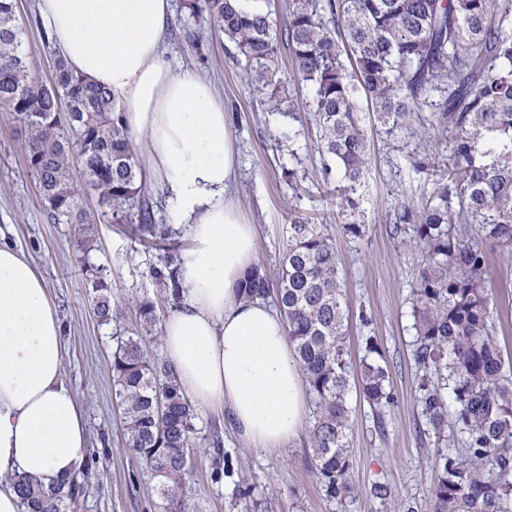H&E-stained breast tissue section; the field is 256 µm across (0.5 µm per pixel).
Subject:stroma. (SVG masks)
<instances>
[{
    "label": "stroma",
    "instance_id": "35a3bbf8",
    "mask_svg": "<svg viewBox=\"0 0 512 512\" xmlns=\"http://www.w3.org/2000/svg\"><path fill=\"white\" fill-rule=\"evenodd\" d=\"M16 18L25 28L35 74L53 76L56 50L37 10V0H16ZM172 0L173 17L167 58L174 67L195 71L215 85L224 102L231 136L238 149L236 200L256 227L255 264L277 278L286 247L284 227L301 214L324 225L338 248L342 287L354 311L372 320L363 328L352 320L347 344L359 358L365 332L376 336L391 369L393 403L384 408V428L375 430L371 410L350 393L354 422L351 438L355 501H331L309 464V432L286 449L269 453L250 447L228 421L199 410L196 451L192 456L194 498L205 512H432L433 447L419 414V377L413 360L415 340L412 290L421 255L392 233L391 217L400 205L420 209L429 185L412 164L427 148L419 139H370L372 161L365 176V224L362 238L346 236L336 181L323 177L317 150L319 129L308 107L307 91L295 95L297 122L269 108V87L251 82L250 66L238 49L196 28ZM72 224L52 223L25 158V132L0 112V240L21 248L43 274L58 312L64 341V376L82 404L87 442L94 463L79 512H150L149 479L127 447L112 383V351L121 329L131 328L134 312L122 325L101 324L88 301L73 250ZM98 256L112 275L113 291L125 300L155 294L152 268L165 257L146 244L132 225L102 221L95 226ZM486 281L496 302L495 336L506 361L512 362V249L490 246ZM224 448V476L213 474L212 435ZM390 488L389 497L372 493Z\"/></svg>",
    "mask_w": 512,
    "mask_h": 512
}]
</instances>
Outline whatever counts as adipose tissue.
<instances>
[{
    "instance_id": "ef3b65f1",
    "label": "adipose tissue",
    "mask_w": 512,
    "mask_h": 512,
    "mask_svg": "<svg viewBox=\"0 0 512 512\" xmlns=\"http://www.w3.org/2000/svg\"><path fill=\"white\" fill-rule=\"evenodd\" d=\"M67 67L107 87L142 186L161 191L187 228L181 301L161 323L168 363L189 400L221 407L252 447L284 449L307 396L285 322L240 298L256 253L235 200L237 151L214 87L166 57L171 0H38ZM63 336L42 274L0 242V512H25L10 475L52 487L86 458L83 409L63 374Z\"/></svg>"
}]
</instances>
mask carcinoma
<instances>
[{
    "instance_id": "1",
    "label": "carcinoma",
    "mask_w": 512,
    "mask_h": 512,
    "mask_svg": "<svg viewBox=\"0 0 512 512\" xmlns=\"http://www.w3.org/2000/svg\"><path fill=\"white\" fill-rule=\"evenodd\" d=\"M183 8L233 43L257 81L275 85L270 108L294 120L293 95L277 86L271 67L286 44L320 129L324 177L345 182L344 230L352 238L363 234L357 217L371 159L359 100L370 103L386 138L417 117L436 151L431 189L418 213L405 206L394 223L423 257L412 310L425 434L454 444L432 456L433 512H512V373L493 333L494 294L485 280V244L512 248V0H290L281 27L271 13L240 12L230 0H184ZM0 112L25 130L26 162L50 220L78 226L75 252L97 317L120 323L126 303L114 298L111 274L95 254L97 220L82 195L96 192L101 216L135 225L142 238H164L138 184L141 162L121 136L106 88L73 74L60 57L51 83L35 76L15 0H0ZM287 234L276 288L253 267L240 288L246 299L273 297L284 318L313 397L311 467L326 496L343 503L356 496L348 395L357 384L375 414L392 404L389 366L371 335L359 365L351 359L335 239L300 216ZM173 263L170 254L153 279L176 299ZM129 304L139 323L118 339L111 365L125 441L152 483L154 512H187L196 410L170 365L146 349L161 334L154 300L143 294ZM13 482L29 512H75L86 493L74 474L50 489L26 476Z\"/></svg>"
}]
</instances>
